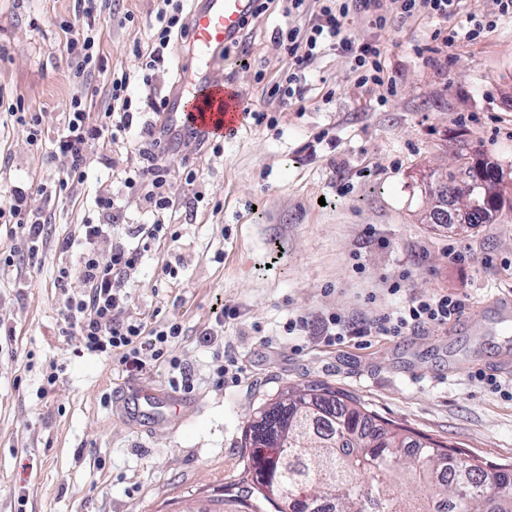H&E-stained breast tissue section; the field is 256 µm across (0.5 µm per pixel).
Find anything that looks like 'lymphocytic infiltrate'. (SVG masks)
<instances>
[{
  "label": "lymphocytic infiltrate",
  "mask_w": 512,
  "mask_h": 512,
  "mask_svg": "<svg viewBox=\"0 0 512 512\" xmlns=\"http://www.w3.org/2000/svg\"><path fill=\"white\" fill-rule=\"evenodd\" d=\"M188 0H162L155 16L153 41L147 50L136 51L141 69L153 70L164 66L176 46L188 33ZM281 6L286 15L295 19L285 31L279 32L278 42L287 50L291 66L268 92V112H279L293 100H303L307 92L305 70L316 56L318 46L326 44L342 50L350 60V70L362 84L384 85L386 66L384 48L380 42L357 43L344 36L345 23L351 5L371 9L378 0H323L318 10L307 9L306 0H271ZM84 24H68L70 39L67 50L84 90L94 86L103 64L96 51L94 6L83 7ZM129 73L111 79L105 90V103L97 117H90L87 101L82 94L73 95L64 125L53 140L52 156L62 161L63 169L57 181L43 185L42 193L55 194L68 184L81 182L85 176L84 148L89 141L118 136L131 127L133 114L117 110V103H129ZM268 112L254 113L256 123H263ZM144 164L127 182L139 185L143 197L154 209L173 207L172 191L166 180L156 171L169 152L180 149L184 137L173 126L152 123L145 128ZM97 208L103 216L101 223H86L81 228L80 260L77 267L59 268L55 285L65 293L63 335L79 337L80 349L92 355L105 354L117 358L126 372L142 370L148 361L159 360L165 348L181 334L179 324L163 328H146L141 319L127 315L129 296L126 291L128 276L137 267L150 240L163 230L161 220L149 224L127 226V238L112 240L108 227L123 220L119 206L112 198L102 197ZM0 223L11 225L13 233L30 243L42 241L47 220L33 210L28 193L15 188L7 205L0 207ZM79 278L88 286L87 292L75 293L68 286L72 278ZM460 309L459 300L452 295L422 299L400 312L389 327L390 333L401 334L427 325L447 323Z\"/></svg>",
  "instance_id": "1"
}]
</instances>
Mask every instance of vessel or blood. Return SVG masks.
Here are the masks:
<instances>
[{"mask_svg": "<svg viewBox=\"0 0 512 512\" xmlns=\"http://www.w3.org/2000/svg\"><path fill=\"white\" fill-rule=\"evenodd\" d=\"M256 0H201L192 15L191 51L197 66L174 95L162 118L210 137L236 133L245 115L240 89L214 73V61L240 34Z\"/></svg>", "mask_w": 512, "mask_h": 512, "instance_id": "obj_1", "label": "vessel or blood"}]
</instances>
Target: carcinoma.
<instances>
[{
	"mask_svg": "<svg viewBox=\"0 0 512 512\" xmlns=\"http://www.w3.org/2000/svg\"><path fill=\"white\" fill-rule=\"evenodd\" d=\"M254 415L262 422L244 431L239 496L249 512H512V465L466 458L322 384L291 388Z\"/></svg>",
	"mask_w": 512,
	"mask_h": 512,
	"instance_id": "obj_1",
	"label": "carcinoma"
}]
</instances>
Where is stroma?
Returning a JSON list of instances; mask_svg holds the SVG:
<instances>
[{"mask_svg":"<svg viewBox=\"0 0 512 512\" xmlns=\"http://www.w3.org/2000/svg\"><path fill=\"white\" fill-rule=\"evenodd\" d=\"M159 0H98L104 70L132 72L129 131L90 141L87 178L59 196L40 193L58 177L54 134L81 86L64 26L77 0H0V204L13 187L33 194L49 220L38 255L0 226V512H241L244 430L254 410L285 389L324 384L460 452L512 464V17L496 0H462L448 20L412 17L379 30L351 14L344 34L380 41L390 86H362L347 58L321 50L306 70L304 100L274 126L246 119L221 151L206 145L169 156L161 173L177 207L128 282L129 312L151 326L175 321L176 364L137 374L107 356L80 355L62 333L60 250L80 226L99 221L111 197L126 223L146 222L126 174L141 166V130L196 67L179 52L143 82L132 51L147 47ZM496 19L475 41L429 50L435 33L470 18ZM288 20L272 8L253 17L246 53L231 50L225 80L252 113L290 59L276 45ZM42 117L30 144L14 115ZM478 158L498 167L504 205L465 230L431 223L429 174ZM197 180L186 185L188 170ZM461 259L450 257V250ZM399 291H392V284ZM460 299V314L394 336L374 331L327 343L324 321L378 323L412 301ZM305 317L307 332L289 331ZM56 371L54 388L45 376ZM495 376L497 386L478 380ZM141 390L180 394L187 415L134 401Z\"/></svg>","mask_w":512,"mask_h":512,"instance_id":"stroma-1","label":"stroma"}]
</instances>
